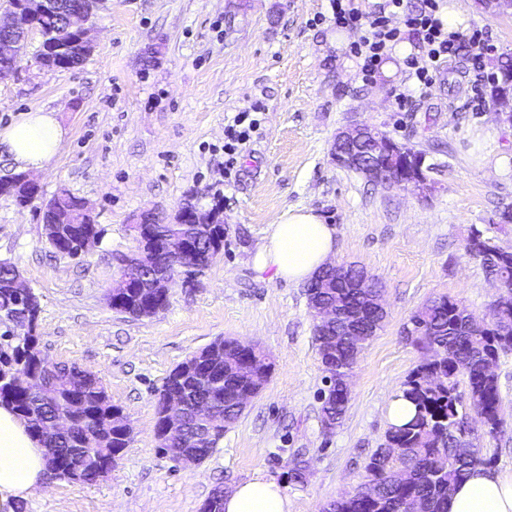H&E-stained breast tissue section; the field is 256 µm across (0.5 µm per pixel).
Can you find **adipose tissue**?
<instances>
[{
    "mask_svg": "<svg viewBox=\"0 0 512 512\" xmlns=\"http://www.w3.org/2000/svg\"><path fill=\"white\" fill-rule=\"evenodd\" d=\"M66 132L55 113H21L0 128V153L24 171L44 170L61 151ZM336 230L310 209L288 210L269 225L257 255L258 271L295 283L310 281L336 251ZM46 448L25 422L0 405V507L27 498L44 483ZM283 486L262 476L236 485L224 512H289ZM448 512H512V471L475 467L448 496Z\"/></svg>",
    "mask_w": 512,
    "mask_h": 512,
    "instance_id": "obj_1",
    "label": "adipose tissue"
}]
</instances>
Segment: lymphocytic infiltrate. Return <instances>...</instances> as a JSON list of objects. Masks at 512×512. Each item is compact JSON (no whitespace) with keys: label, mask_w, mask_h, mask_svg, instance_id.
I'll list each match as a JSON object with an SVG mask.
<instances>
[{"label":"lymphocytic infiltrate","mask_w":512,"mask_h":512,"mask_svg":"<svg viewBox=\"0 0 512 512\" xmlns=\"http://www.w3.org/2000/svg\"><path fill=\"white\" fill-rule=\"evenodd\" d=\"M439 7V0H384L379 9L367 11L360 0H331L336 25L360 32L352 52L362 61L363 78L372 76L403 35L417 37L420 52L411 56L409 66L423 93L434 83L445 59L466 47L473 61L478 63L487 49L480 33L465 36L447 32L437 16ZM397 13L404 17V26L400 29L390 24L391 16Z\"/></svg>","instance_id":"f902f5d3"}]
</instances>
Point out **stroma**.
<instances>
[{"instance_id": "1", "label": "stroma", "mask_w": 512, "mask_h": 512, "mask_svg": "<svg viewBox=\"0 0 512 512\" xmlns=\"http://www.w3.org/2000/svg\"><path fill=\"white\" fill-rule=\"evenodd\" d=\"M488 32L481 66L464 53L420 92L408 78L415 41L363 81L336 27L331 0H106L91 17L92 50L64 71L44 70L31 35L16 71L0 77V128L20 113L55 111L67 132L59 156L35 173L41 197L22 208L0 196V260L15 264L40 300L39 348L52 363L97 372L132 427L112 471L88 485L46 479L23 512H200L215 486L233 489L262 474L282 482L291 512H320L362 481L385 442V407L424 358L403 328L425 302L445 295L476 319L490 318L497 288L465 250L472 229L512 248V124L490 96L512 60V12L488 0H444ZM158 62L145 66L148 49ZM406 92L403 106L394 96ZM259 107L233 166L224 129ZM366 123L427 155L430 189L381 188L333 159L339 129ZM83 198L103 231L82 259L55 253L42 212L59 188ZM221 200L224 246L208 267L178 276L166 308L135 318L109 306L115 254L134 251L140 212L166 216L186 201ZM308 208L336 228V262L365 267L384 285L383 329L358 356L347 413L321 422L324 372L306 288L258 272L269 225ZM220 337L259 344L273 367L264 389L213 453L187 468L162 455L155 436L165 377ZM496 372L507 422L474 444L512 470V353ZM309 464L306 483L288 472Z\"/></svg>"}]
</instances>
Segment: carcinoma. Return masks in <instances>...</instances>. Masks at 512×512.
I'll return each instance as SVG.
<instances>
[{
  "mask_svg": "<svg viewBox=\"0 0 512 512\" xmlns=\"http://www.w3.org/2000/svg\"><path fill=\"white\" fill-rule=\"evenodd\" d=\"M60 7L37 19L38 25L50 36V45L63 48L68 64H78L85 58L84 46L76 33L57 37L66 25V16L84 5V0H59ZM54 207L67 216L65 224L55 230L56 252L74 254L82 238L99 235L101 230L90 215L82 212V199L70 191L54 196ZM481 231H472L466 252L479 257L494 276L512 282V249L499 248L494 257L485 256L478 245ZM159 235L167 239L188 238L196 246L200 266L209 265L213 251L224 245V216L214 224H155L136 237L138 243ZM167 267L151 264L141 273L142 288H154L165 279ZM12 269L0 266V322L7 323L23 311L25 301L4 287ZM330 276L322 269L307 286L308 302H332L343 311L368 310L369 300L344 288H320L319 281ZM120 311L140 316L141 301L137 289H129ZM460 304L448 297L435 298L410 318L418 335L410 341L430 352L416 366L404 383L402 393L415 407V416L402 426H391L386 432L385 447L377 449L367 462L365 480L351 493L330 501L322 512H405L412 501L420 512H447L448 494L476 466H488L491 459L479 454L466 455L458 447L462 420L459 407L467 402L481 417L495 438L504 428L502 401L497 375L486 374V358H500L512 352V295L500 304L497 320L480 332L466 328ZM37 336L19 326L0 333V404L11 407L28 424L29 430L40 437L44 446L55 449V471L60 480L70 479L72 464L81 448L91 440L96 445L98 469L85 474L83 483L93 484L101 474H108L117 464L121 452L130 442L126 434L122 410L113 405L97 373L79 366H61L57 363L38 366L35 353ZM251 362L255 372L268 377L272 362L257 348L242 356L234 350L217 366L194 371L180 387L186 423L181 431V447L200 457L209 455L217 447L223 433L210 438L207 426L197 418L199 404L214 401L227 415H237V396L254 389L252 379L242 375L238 362ZM38 371L44 384L40 392L31 391L27 381L15 378L17 367ZM465 389L459 390L460 383ZM78 393L84 397L83 410L74 430L50 437L43 430L53 420L62 401ZM350 396L341 388L326 391L321 401V419L340 425L346 414ZM201 512H224V493L215 488L201 507Z\"/></svg>",
  "mask_w": 512,
  "mask_h": 512,
  "instance_id": "obj_1",
  "label": "carcinoma"
}]
</instances>
